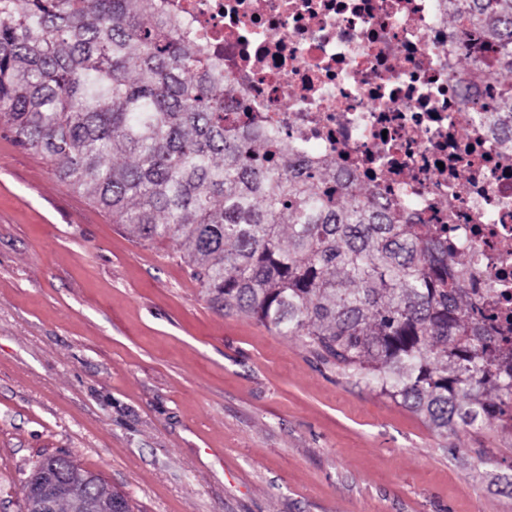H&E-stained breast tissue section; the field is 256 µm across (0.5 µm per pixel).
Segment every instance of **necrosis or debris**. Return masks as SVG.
<instances>
[{"label":"necrosis or debris","instance_id":"4bbe7bcc","mask_svg":"<svg viewBox=\"0 0 512 512\" xmlns=\"http://www.w3.org/2000/svg\"><path fill=\"white\" fill-rule=\"evenodd\" d=\"M224 65L231 121L268 126L299 160H335L324 185H369L468 252L466 289L512 326V128L499 84L457 67L495 45L461 41L448 0H158Z\"/></svg>","mask_w":512,"mask_h":512}]
</instances>
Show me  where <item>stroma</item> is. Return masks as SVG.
Wrapping results in <instances>:
<instances>
[{
    "label": "stroma",
    "instance_id": "1",
    "mask_svg": "<svg viewBox=\"0 0 512 512\" xmlns=\"http://www.w3.org/2000/svg\"><path fill=\"white\" fill-rule=\"evenodd\" d=\"M62 453L133 512H512V444L217 311L0 126V512Z\"/></svg>",
    "mask_w": 512,
    "mask_h": 512
}]
</instances>
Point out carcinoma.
Wrapping results in <instances>:
<instances>
[{
  "label": "carcinoma",
  "instance_id": "obj_1",
  "mask_svg": "<svg viewBox=\"0 0 512 512\" xmlns=\"http://www.w3.org/2000/svg\"><path fill=\"white\" fill-rule=\"evenodd\" d=\"M467 41L512 78V0H466ZM155 0H0V124L140 241H170L207 300L294 337L327 369L439 435L512 440V348L461 286L468 265L368 187L323 190L267 136L224 125V67ZM467 49L473 58H476L488 66H493L498 58L497 47L485 42L477 36L469 37L466 42Z\"/></svg>",
  "mask_w": 512,
  "mask_h": 512
}]
</instances>
